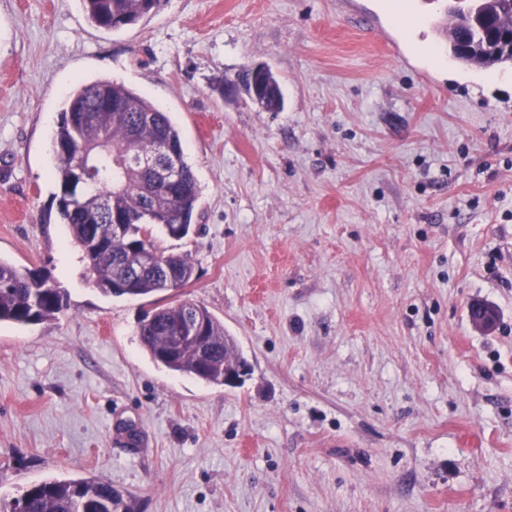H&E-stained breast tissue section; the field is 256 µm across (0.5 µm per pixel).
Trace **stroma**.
I'll return each instance as SVG.
<instances>
[{"mask_svg":"<svg viewBox=\"0 0 512 512\" xmlns=\"http://www.w3.org/2000/svg\"><path fill=\"white\" fill-rule=\"evenodd\" d=\"M394 2L163 0L112 32L81 0H0V259L65 299L0 324V508L98 477L120 512H512V69L434 65L425 25L396 52L360 22ZM256 63L282 111L225 93ZM98 80L180 131L193 230L156 242L242 385L155 363L157 296L103 295L56 213L52 138Z\"/></svg>","mask_w":512,"mask_h":512,"instance_id":"stroma-1","label":"stroma"}]
</instances>
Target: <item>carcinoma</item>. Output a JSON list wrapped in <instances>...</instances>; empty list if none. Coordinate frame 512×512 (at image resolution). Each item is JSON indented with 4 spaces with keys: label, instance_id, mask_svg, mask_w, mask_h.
I'll return each mask as SVG.
<instances>
[{
    "label": "carcinoma",
    "instance_id": "cac0c4a2",
    "mask_svg": "<svg viewBox=\"0 0 512 512\" xmlns=\"http://www.w3.org/2000/svg\"><path fill=\"white\" fill-rule=\"evenodd\" d=\"M89 21L95 26L120 31L137 24L159 8L161 0H82ZM465 7L448 9V50L462 65L477 68L512 67V0H465ZM268 78L275 91L257 105L269 112L284 106L280 84ZM97 112V121L83 120L84 111ZM151 144L161 138L179 152L181 179L173 184L152 170H124L119 159L129 146L130 135ZM70 155L81 158L73 164L56 155L60 192L57 213L69 227L94 284L107 296H145L159 292L157 272L167 265L190 283L194 265L181 254L160 249L153 237L154 217L166 212L170 224H191L199 200V187L182 146L181 135L167 113L147 97L110 81L83 85L67 99L53 138ZM126 217L124 234L112 235V214ZM159 255L153 270L136 268L140 237ZM45 273L21 269L0 259V322L34 324L54 317L63 308L61 288L50 286ZM198 316L212 340V370L200 372L195 354L185 353L173 363L164 360L168 336L186 315ZM142 347L168 370L209 384H221L224 367L236 364L242 355L224 324L205 306L174 300L146 313L139 321ZM121 503L112 484L99 479H54L31 486L12 503L10 512H119Z\"/></svg>",
    "mask_w": 512,
    "mask_h": 512
}]
</instances>
